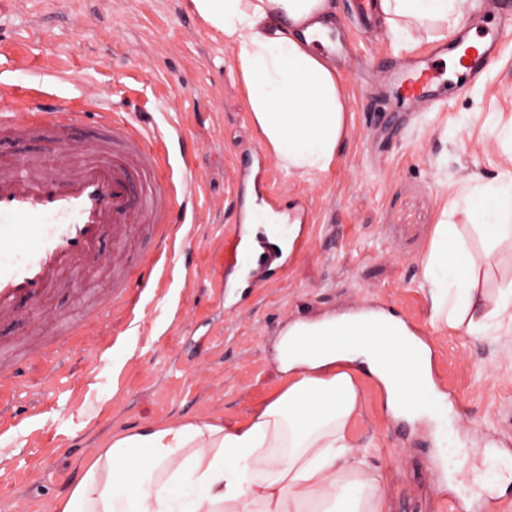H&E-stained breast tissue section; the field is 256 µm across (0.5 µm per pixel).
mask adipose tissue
I'll list each match as a JSON object with an SVG mask.
<instances>
[{
    "label": "adipose tissue",
    "mask_w": 512,
    "mask_h": 512,
    "mask_svg": "<svg viewBox=\"0 0 512 512\" xmlns=\"http://www.w3.org/2000/svg\"><path fill=\"white\" fill-rule=\"evenodd\" d=\"M470 0H379L388 32L413 40L453 31ZM224 39L246 91L253 125L288 173L327 172L346 136L348 100L335 67L316 47L336 19L335 0H189ZM467 223L490 249L512 251V175L472 176L444 207L422 262L431 323L479 335L512 317V278L481 288L460 234ZM400 336L404 321L360 308L284 324L273 345L285 387L242 422L189 419L115 433L84 468L56 512H387L376 475L348 443L360 406L356 372L374 376L394 415L443 422L444 397L420 406L368 344L373 320ZM350 326L343 345L307 348L303 337Z\"/></svg>",
    "instance_id": "adipose-tissue-1"
}]
</instances>
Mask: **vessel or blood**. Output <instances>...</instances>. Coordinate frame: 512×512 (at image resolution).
<instances>
[{
	"mask_svg": "<svg viewBox=\"0 0 512 512\" xmlns=\"http://www.w3.org/2000/svg\"><path fill=\"white\" fill-rule=\"evenodd\" d=\"M512 30V13L503 12L489 38L459 57L466 81L476 80L501 50L500 34ZM444 48L411 66L397 82L401 104L435 103L442 76ZM92 101L69 108L44 110L25 91L0 85V137L23 140L52 126L59 130L56 148L59 173L37 156H21L0 164V317L23 305L39 310L42 299L64 276L100 259L104 243L120 250L139 224H162L153 254L140 264L118 271V291L100 297L93 307L97 321L113 323L110 339L138 325L140 297L157 286V275L168 272L186 244L181 228L198 206L201 178L192 165L169 163L159 127L144 126L136 114L98 113L104 137L92 142L69 136V128L91 110ZM231 185L237 220L224 231L225 269L235 268L254 249L262 254L251 271L250 287L271 277H286L291 254L306 250L308 237H297L290 251L251 237L248 225L270 218L268 205L280 196L272 170L260 155L234 160ZM72 287L83 292L75 279ZM371 344L386 366L415 361L411 341L372 330Z\"/></svg>",
	"mask_w": 512,
	"mask_h": 512,
	"instance_id": "b4317fda",
	"label": "vessel or blood"
}]
</instances>
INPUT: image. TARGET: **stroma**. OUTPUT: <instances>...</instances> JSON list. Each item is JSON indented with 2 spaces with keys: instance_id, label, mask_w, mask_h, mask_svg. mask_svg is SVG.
<instances>
[{
  "instance_id": "1",
  "label": "stroma",
  "mask_w": 512,
  "mask_h": 512,
  "mask_svg": "<svg viewBox=\"0 0 512 512\" xmlns=\"http://www.w3.org/2000/svg\"><path fill=\"white\" fill-rule=\"evenodd\" d=\"M361 74H342L350 120L329 171L277 170L283 199L317 216L302 225L307 250L285 279L254 290L220 273L222 231L232 224L233 155L262 149L230 51L188 0H0V84L28 89L48 107L96 98L104 112H132L148 125L176 126L193 141L202 179L186 224L195 282L173 272L164 301L143 297L142 324L119 337L95 372L62 331L37 337L20 306L0 319V355H21L12 414L0 417V512H55L94 451L114 433L194 418L245 420L285 383L273 359L283 322L358 307L391 311L421 330L451 406L449 445L470 448L457 491L512 504V329L469 336L431 324L421 261L441 212L469 173L507 167L497 132L512 125V35L480 80L447 93L440 108L402 112L392 93L367 83L381 69L426 53L428 33L398 43L353 33ZM152 76L136 82L138 72ZM479 258L481 287L512 276V252ZM56 372H49L52 360ZM361 406L347 436L377 475L388 512H441L436 424L395 418L383 387L357 377Z\"/></svg>"
}]
</instances>
